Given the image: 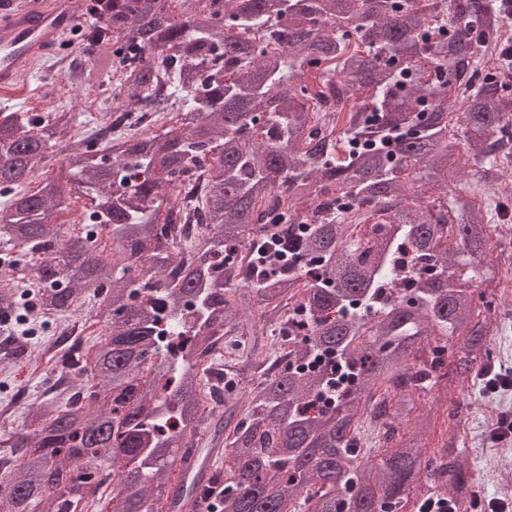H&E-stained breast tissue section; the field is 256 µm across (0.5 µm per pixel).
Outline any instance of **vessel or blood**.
<instances>
[{
    "mask_svg": "<svg viewBox=\"0 0 512 512\" xmlns=\"http://www.w3.org/2000/svg\"><path fill=\"white\" fill-rule=\"evenodd\" d=\"M75 24L66 0H8L0 6V92H16L33 60L53 51Z\"/></svg>",
    "mask_w": 512,
    "mask_h": 512,
    "instance_id": "obj_1",
    "label": "vessel or blood"
}]
</instances>
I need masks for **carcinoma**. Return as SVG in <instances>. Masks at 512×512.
Returning a JSON list of instances; mask_svg holds the SVG:
<instances>
[{
    "mask_svg": "<svg viewBox=\"0 0 512 512\" xmlns=\"http://www.w3.org/2000/svg\"><path fill=\"white\" fill-rule=\"evenodd\" d=\"M501 26L494 0H113L70 84L120 63L113 111L185 106L162 134L110 141L70 134L71 112L0 110L3 262L34 272L47 312L95 297L102 327L56 361L84 386L0 439V512H196L202 487L220 512H406L430 495L471 512L464 452L452 435L425 452L438 418L416 402L465 387L490 351L491 218L454 184L463 155L497 175L512 104L478 77L477 37ZM308 72L340 80L341 128ZM202 176L207 232L186 245L179 201ZM74 195L90 202L77 233L58 222ZM258 233L286 256L273 274ZM269 327L296 339L269 366L250 350L251 401L224 405L241 380L210 382L224 338ZM369 417L377 455L358 446Z\"/></svg>",
    "mask_w": 512,
    "mask_h": 512,
    "instance_id": "obj_1",
    "label": "carcinoma"
}]
</instances>
